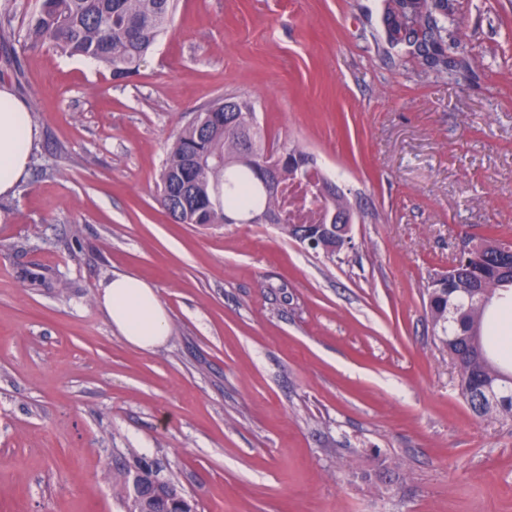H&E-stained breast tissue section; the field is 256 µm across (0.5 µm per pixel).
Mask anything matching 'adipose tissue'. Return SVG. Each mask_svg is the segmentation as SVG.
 <instances>
[{"mask_svg":"<svg viewBox=\"0 0 512 512\" xmlns=\"http://www.w3.org/2000/svg\"><path fill=\"white\" fill-rule=\"evenodd\" d=\"M37 129L33 115L8 87L0 86V197L14 195L27 172ZM97 303L113 330L132 347L150 351L169 333L167 312L155 288L141 278L116 273Z\"/></svg>","mask_w":512,"mask_h":512,"instance_id":"1","label":"adipose tissue"}]
</instances>
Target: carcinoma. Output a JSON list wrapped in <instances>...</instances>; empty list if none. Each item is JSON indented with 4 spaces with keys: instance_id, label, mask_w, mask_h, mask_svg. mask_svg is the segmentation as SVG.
<instances>
[{
    "instance_id": "carcinoma-1",
    "label": "carcinoma",
    "mask_w": 512,
    "mask_h": 512,
    "mask_svg": "<svg viewBox=\"0 0 512 512\" xmlns=\"http://www.w3.org/2000/svg\"><path fill=\"white\" fill-rule=\"evenodd\" d=\"M15 5L16 0H0V38L5 42L15 36ZM175 8L176 0H39L23 43L29 49L48 47L92 59L113 79L125 80L139 73L146 55L167 32ZM452 17L453 0H393L385 24L392 45L416 47L431 67L443 71L448 53L465 48L448 29ZM227 107L232 114H256L251 102L236 98L218 100L198 113L164 162L158 180L160 204L181 224H223L228 214L245 222L263 212L289 235L288 182L314 158L298 145H268L257 121L232 122L226 118ZM264 165L276 168L282 190L261 183ZM306 200L320 209L351 212L342 191L322 197L314 185ZM426 294L428 313L458 368L459 391L469 408L480 417H512V372L503 371L492 358L501 342L489 331L477 347L468 341L471 330L493 325L484 321L493 301H512V259L496 261L479 252L462 256L448 272V287H436L431 276ZM136 474L146 484H158L155 497L134 493ZM112 481L124 490L126 512H165L167 497L178 489L143 459L132 470L112 474Z\"/></svg>"
}]
</instances>
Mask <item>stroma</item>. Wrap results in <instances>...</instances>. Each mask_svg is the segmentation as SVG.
Returning <instances> with one entry per match:
<instances>
[{
	"label": "stroma",
	"mask_w": 512,
	"mask_h": 512,
	"mask_svg": "<svg viewBox=\"0 0 512 512\" xmlns=\"http://www.w3.org/2000/svg\"><path fill=\"white\" fill-rule=\"evenodd\" d=\"M391 0H178L137 76L0 43L39 128L0 198V512H124L135 457L197 512H512V419L479 417L426 310L464 237L512 235V0H455L444 71ZM250 99L349 198L335 259L275 224L175 222L157 182L212 101ZM166 342L112 330V273ZM97 303L109 324L132 347L151 351L169 333L167 312L155 288L128 273H112L100 290Z\"/></svg>",
	"instance_id": "1"
}]
</instances>
